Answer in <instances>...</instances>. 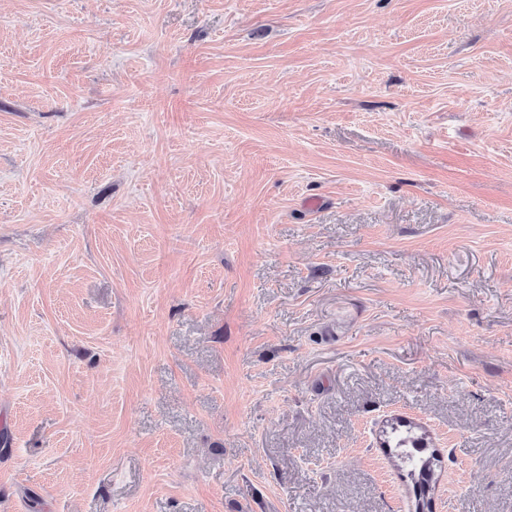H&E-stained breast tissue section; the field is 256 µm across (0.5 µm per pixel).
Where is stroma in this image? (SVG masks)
I'll return each mask as SVG.
<instances>
[{
	"mask_svg": "<svg viewBox=\"0 0 512 512\" xmlns=\"http://www.w3.org/2000/svg\"><path fill=\"white\" fill-rule=\"evenodd\" d=\"M512 512V0H0V512ZM387 442L393 445L401 454V459L408 464L410 470L407 473V478L410 479L413 487L415 488V512L429 511L431 507L420 510L418 508V500L416 497V491L418 487H424L433 481V471L431 468V460L434 459L436 450H433L431 454L425 459L422 457L417 458L413 451L422 453L426 450L427 446L424 444L425 434H418L414 427L411 425H405L401 421L391 422L386 430ZM409 441H413L414 445L411 448L405 446Z\"/></svg>",
	"mask_w": 512,
	"mask_h": 512,
	"instance_id": "35a3bbf8",
	"label": "stroma"
}]
</instances>
